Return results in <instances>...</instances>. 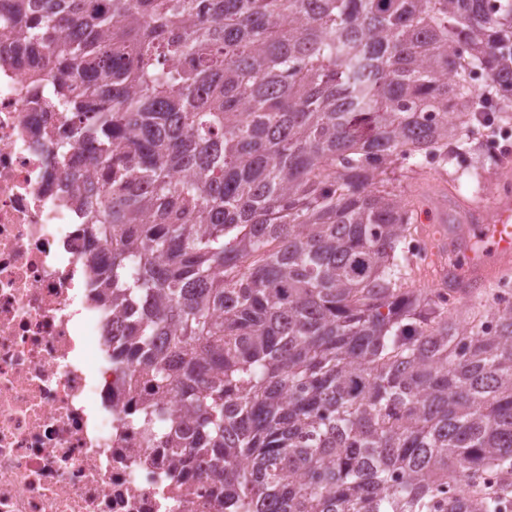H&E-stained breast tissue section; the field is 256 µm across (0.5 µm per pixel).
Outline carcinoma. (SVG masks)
<instances>
[{
  "mask_svg": "<svg viewBox=\"0 0 512 512\" xmlns=\"http://www.w3.org/2000/svg\"><path fill=\"white\" fill-rule=\"evenodd\" d=\"M145 417L222 512H512V309L409 285L414 210L512 124V0H8ZM467 60L489 77L471 99ZM176 61L174 67L167 62ZM62 120H54V111ZM144 310L131 317L133 306Z\"/></svg>",
  "mask_w": 512,
  "mask_h": 512,
  "instance_id": "1",
  "label": "carcinoma"
}]
</instances>
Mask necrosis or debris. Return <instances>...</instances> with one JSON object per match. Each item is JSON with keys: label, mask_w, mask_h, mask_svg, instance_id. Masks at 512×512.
Masks as SVG:
<instances>
[{"label": "necrosis or debris", "mask_w": 512, "mask_h": 512, "mask_svg": "<svg viewBox=\"0 0 512 512\" xmlns=\"http://www.w3.org/2000/svg\"><path fill=\"white\" fill-rule=\"evenodd\" d=\"M44 111L17 47L0 37V512H215L213 478L164 446L182 412L134 419L131 364L81 262L78 205L62 202Z\"/></svg>", "instance_id": "necrosis-or-debris-1"}]
</instances>
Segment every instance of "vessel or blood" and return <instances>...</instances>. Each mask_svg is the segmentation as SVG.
I'll use <instances>...</instances> for the list:
<instances>
[{
	"instance_id": "b4317fda",
	"label": "vessel or blood",
	"mask_w": 512,
	"mask_h": 512,
	"mask_svg": "<svg viewBox=\"0 0 512 512\" xmlns=\"http://www.w3.org/2000/svg\"><path fill=\"white\" fill-rule=\"evenodd\" d=\"M464 220L465 228L455 230L449 240L467 251L469 279L483 287L488 284L494 265L512 261V196H501L491 211L465 208Z\"/></svg>"
}]
</instances>
